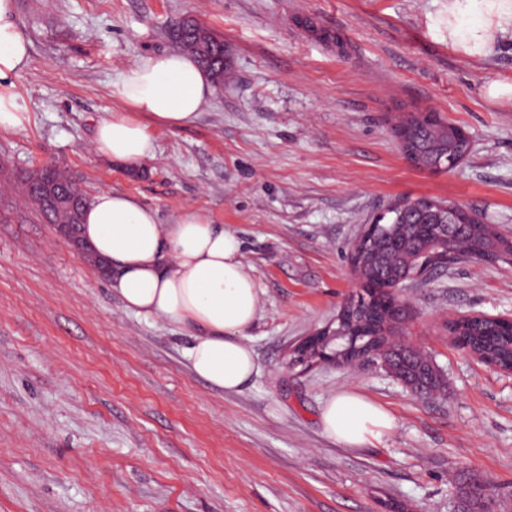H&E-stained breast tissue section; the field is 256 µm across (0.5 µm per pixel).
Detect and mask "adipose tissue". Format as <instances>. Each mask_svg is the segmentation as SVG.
<instances>
[{
    "mask_svg": "<svg viewBox=\"0 0 512 512\" xmlns=\"http://www.w3.org/2000/svg\"><path fill=\"white\" fill-rule=\"evenodd\" d=\"M509 35L512 0H448V44L455 50L482 58ZM29 63V44L16 25L14 0H0V129L24 123L10 89ZM213 92L209 75L193 57H143L113 81L112 96L125 109L100 121L94 150L138 165L156 152L149 125L192 123ZM141 112L150 124L138 120ZM79 233L109 263V288L126 309L194 330L186 356L198 378L213 388L235 391L256 372L246 336L257 319L260 292L234 232L195 211L163 224L154 209L134 198L101 191L88 202ZM320 423L327 436L351 448L381 439L393 427L384 407L349 390L325 402Z\"/></svg>",
    "mask_w": 512,
    "mask_h": 512,
    "instance_id": "adipose-tissue-1",
    "label": "adipose tissue"
}]
</instances>
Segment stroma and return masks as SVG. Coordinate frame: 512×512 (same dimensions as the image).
<instances>
[{
  "label": "stroma",
  "mask_w": 512,
  "mask_h": 512,
  "mask_svg": "<svg viewBox=\"0 0 512 512\" xmlns=\"http://www.w3.org/2000/svg\"><path fill=\"white\" fill-rule=\"evenodd\" d=\"M30 64L23 129L0 130V512H512V376L456 347L462 314L512 316V264L451 260L401 289L400 338L443 370L413 393L379 364L290 367L355 289L348 257L395 200L434 197L512 240V39L469 58L448 0H15ZM224 41L231 73L198 118L153 127V159L94 152L140 56L174 52L184 18ZM340 32L344 54L320 39ZM432 111L472 149L450 172L411 165L396 118ZM64 169L85 195L134 196L170 224L202 210L243 242L261 289L259 371L223 392L185 357L188 330L127 310L97 267L27 202L20 178ZM354 390L394 426L350 448L324 401Z\"/></svg>",
  "instance_id": "stroma-1"
}]
</instances>
